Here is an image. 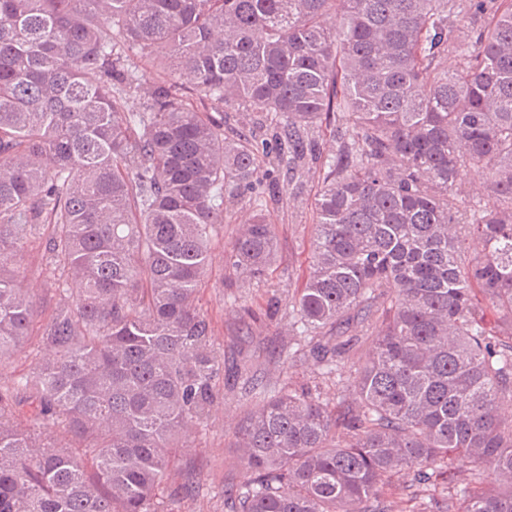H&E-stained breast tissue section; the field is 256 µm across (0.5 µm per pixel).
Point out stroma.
I'll return each mask as SVG.
<instances>
[{
  "label": "stroma",
  "instance_id": "1",
  "mask_svg": "<svg viewBox=\"0 0 512 512\" xmlns=\"http://www.w3.org/2000/svg\"><path fill=\"white\" fill-rule=\"evenodd\" d=\"M256 182L269 199V220L278 245L277 259L262 280H241L224 265V252L240 224L251 213L249 200L228 206L224 222L211 243V266L199 293V304L210 316L215 344L224 354V398L206 427L192 436V446L178 454L164 484L170 512H228L224 491L246 481L236 459L233 425L252 405L254 392L273 393L287 385L335 394L334 381L325 379L313 361L289 368L278 360L288 344L292 304L312 266L315 180L303 187L289 183L269 164H262ZM39 244L24 252L27 268L23 285L36 300L40 319L52 313L54 290L39 272Z\"/></svg>",
  "mask_w": 512,
  "mask_h": 512
}]
</instances>
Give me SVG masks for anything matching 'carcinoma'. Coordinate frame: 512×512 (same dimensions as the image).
I'll use <instances>...</instances> for the list:
<instances>
[{
  "mask_svg": "<svg viewBox=\"0 0 512 512\" xmlns=\"http://www.w3.org/2000/svg\"><path fill=\"white\" fill-rule=\"evenodd\" d=\"M159 47L145 110L124 111L126 52ZM189 94L265 115L274 144ZM265 162L322 171L292 328L336 335L288 364L349 379L247 411L230 512H389L396 475L412 500L434 488L415 512H512V0H0V361L39 336L0 387V512H169L224 378L198 305L210 240ZM468 168L483 201H463ZM31 242L55 289L40 325ZM276 255L256 203L224 263L260 279ZM365 324L354 361L341 328ZM23 403L66 443L21 427ZM461 183L467 199L486 198L484 179L480 171L473 168L465 169L462 172ZM38 337L31 336L19 351L10 360L0 363V385L8 387L14 384L20 376L31 371L36 358H38Z\"/></svg>",
  "mask_w": 512,
  "mask_h": 512,
  "instance_id": "1",
  "label": "carcinoma"
}]
</instances>
